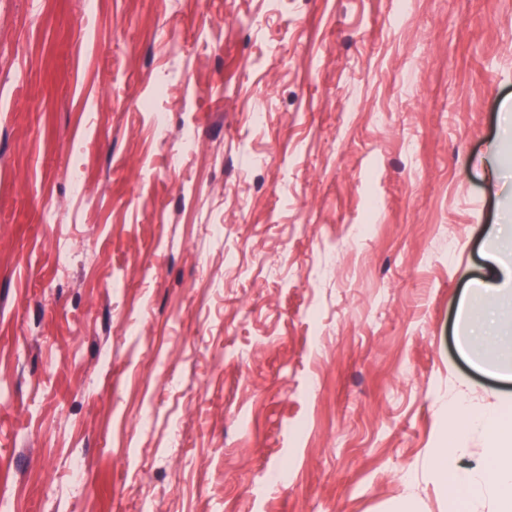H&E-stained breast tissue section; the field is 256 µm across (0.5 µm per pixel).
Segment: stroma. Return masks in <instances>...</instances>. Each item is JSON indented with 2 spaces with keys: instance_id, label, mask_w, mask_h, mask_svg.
Instances as JSON below:
<instances>
[{
  "instance_id": "obj_1",
  "label": "stroma",
  "mask_w": 512,
  "mask_h": 512,
  "mask_svg": "<svg viewBox=\"0 0 512 512\" xmlns=\"http://www.w3.org/2000/svg\"><path fill=\"white\" fill-rule=\"evenodd\" d=\"M510 108L512 0H0V500L449 512L451 399L512 407L457 349Z\"/></svg>"
}]
</instances>
